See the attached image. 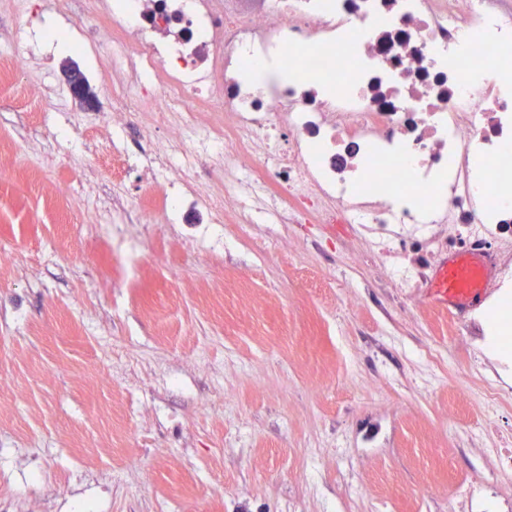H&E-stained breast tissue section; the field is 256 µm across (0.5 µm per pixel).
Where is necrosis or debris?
<instances>
[{
	"instance_id": "1",
	"label": "necrosis or debris",
	"mask_w": 512,
	"mask_h": 512,
	"mask_svg": "<svg viewBox=\"0 0 512 512\" xmlns=\"http://www.w3.org/2000/svg\"><path fill=\"white\" fill-rule=\"evenodd\" d=\"M76 32L115 98L69 165L130 160L138 131L135 214L187 188L210 224H346L407 291L479 251L512 296V0H116ZM60 149L8 144L16 189Z\"/></svg>"
}]
</instances>
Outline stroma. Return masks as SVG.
<instances>
[{
    "label": "stroma",
    "instance_id": "35a3bbf8",
    "mask_svg": "<svg viewBox=\"0 0 512 512\" xmlns=\"http://www.w3.org/2000/svg\"><path fill=\"white\" fill-rule=\"evenodd\" d=\"M47 0L0 15V41L29 42ZM75 65L96 96L72 102L88 125L111 111L98 63L54 53L57 84ZM0 94V138L64 135L55 105L27 112L26 81ZM0 177V512H512V476L495 474L488 414L465 376L496 377L512 396V359L485 355L478 309L401 294L378 263L352 264L341 224L240 229L81 223L36 181L19 194ZM61 190L88 182L129 198L138 174L62 168ZM252 274L241 280L239 269ZM360 302L344 305L351 293ZM448 364L430 385L420 359ZM233 414H226L225 404ZM69 485L60 496V485Z\"/></svg>",
    "mask_w": 512,
    "mask_h": 512
}]
</instances>
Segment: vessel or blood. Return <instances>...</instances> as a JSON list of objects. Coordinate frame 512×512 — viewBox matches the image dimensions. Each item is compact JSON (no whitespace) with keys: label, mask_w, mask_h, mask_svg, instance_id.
<instances>
[{"label":"vessel or blood","mask_w":512,"mask_h":512,"mask_svg":"<svg viewBox=\"0 0 512 512\" xmlns=\"http://www.w3.org/2000/svg\"><path fill=\"white\" fill-rule=\"evenodd\" d=\"M487 273L482 256L456 253L437 268L428 285L427 296L442 307L465 312L480 301Z\"/></svg>","instance_id":"1"}]
</instances>
